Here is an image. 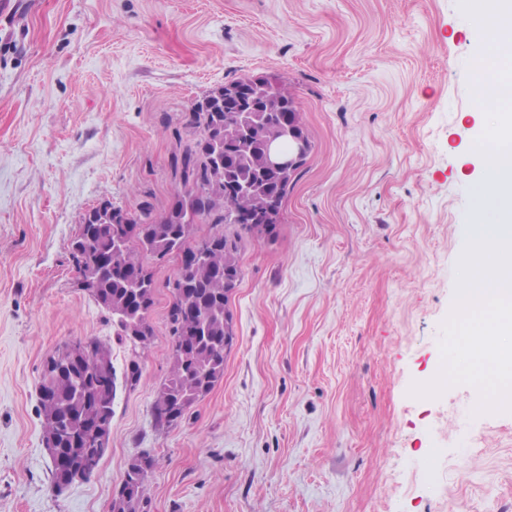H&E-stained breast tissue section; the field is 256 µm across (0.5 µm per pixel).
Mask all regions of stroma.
<instances>
[{
    "label": "stroma",
    "instance_id": "stroma-1",
    "mask_svg": "<svg viewBox=\"0 0 512 512\" xmlns=\"http://www.w3.org/2000/svg\"><path fill=\"white\" fill-rule=\"evenodd\" d=\"M484 36L459 0H9L0 14V512H110L128 460L160 464L149 512H512V412L476 390L410 396L442 363L486 113ZM243 76L290 94L311 152L274 237L244 236L224 378L157 425L168 288L118 385L109 451L53 492L44 360L96 338L132 348L79 285L71 242L109 198L162 210L186 116Z\"/></svg>",
    "mask_w": 512,
    "mask_h": 512
}]
</instances>
